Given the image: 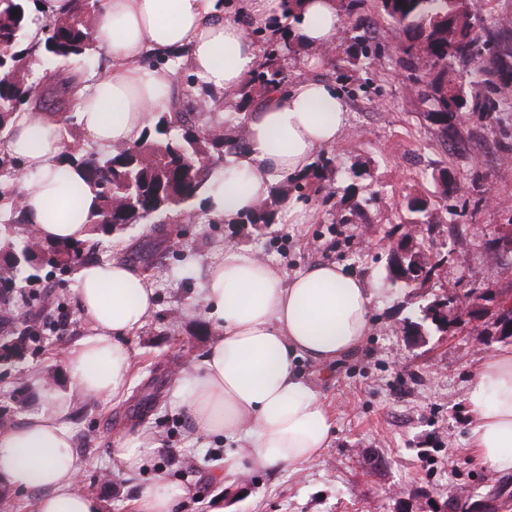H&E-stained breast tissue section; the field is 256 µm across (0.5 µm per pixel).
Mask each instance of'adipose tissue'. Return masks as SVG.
Here are the masks:
<instances>
[{
	"instance_id": "1",
	"label": "adipose tissue",
	"mask_w": 512,
	"mask_h": 512,
	"mask_svg": "<svg viewBox=\"0 0 512 512\" xmlns=\"http://www.w3.org/2000/svg\"><path fill=\"white\" fill-rule=\"evenodd\" d=\"M282 0H102L92 37L106 59L95 78L76 83L75 118L33 105L16 113L4 143L24 170L23 216L40 240H87L100 207L84 168L70 160L73 129L112 150L144 138L153 118L170 111L176 58L203 90L229 96L260 61L252 30L274 31ZM338 0H302L292 33L309 49L335 45ZM349 126V109L320 80H299L250 109L245 143L211 172L203 197L211 216L235 223L289 176L311 170L320 150ZM76 293L90 330L62 356L68 389L41 382L44 407L0 430V482L27 494L30 512H104L80 490L73 434L64 424L69 392L109 400L123 395L134 363L128 339L156 309L152 281L129 264L90 262ZM379 291L333 262L293 275L252 251L224 245L206 272L195 307L214 329L200 365L183 370L182 402L195 431L224 435L239 452L224 456V476L247 468L300 472L328 447L334 416L303 380L302 360L329 364L362 346L372 330ZM469 446L483 463L512 470V350L490 354L474 371L467 395ZM161 447L148 432L120 435L111 458L127 472L149 468ZM183 486L157 475L135 493L134 512H174Z\"/></svg>"
}]
</instances>
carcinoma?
<instances>
[{
  "instance_id": "1",
  "label": "carcinoma",
  "mask_w": 512,
  "mask_h": 512,
  "mask_svg": "<svg viewBox=\"0 0 512 512\" xmlns=\"http://www.w3.org/2000/svg\"><path fill=\"white\" fill-rule=\"evenodd\" d=\"M100 0H78L68 14L48 20L43 38L34 49L24 46L30 20L29 0H0V131L8 128L13 115L33 103L44 102L41 80L33 77L32 68L44 58L66 61L89 55L95 50L91 35L93 13ZM377 8L394 29L406 57L410 85L418 86L430 102V112L437 116L442 141L460 137V112H498L512 99V42L483 32L472 22L467 0H377ZM366 64L375 53L372 36L361 24L349 29ZM293 48V40L267 41L262 61L249 83L240 89L236 112L248 110L268 93L288 85L282 60ZM158 137L144 138L107 154H90L82 159L90 183L100 198V211L92 221V235H110L129 224L161 219L180 213L194 223L198 219L191 201L205 187L211 170L204 162L213 153L236 150L243 138L227 139L224 126L208 129L196 127L193 108L185 104L181 93L173 92L172 112L156 123ZM331 159L319 156L314 165L311 190L324 189L322 180L330 171ZM439 198L448 201L458 192V183L441 171L435 179ZM301 187L297 178L287 180L270 200L240 218L242 224L274 223V216L288 192ZM432 201L411 196L407 210L414 223H430ZM431 277L442 259L434 258L413 244ZM11 259L0 267V322L14 320L13 308L19 283L31 279L30 270L42 265L68 271L81 263L89 251L86 243L74 246L45 244L27 226L22 233L8 222L0 228V252ZM51 325L34 313L14 326L11 333L0 336V345L16 346L23 355L39 332Z\"/></svg>"
}]
</instances>
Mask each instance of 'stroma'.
<instances>
[{
	"mask_svg": "<svg viewBox=\"0 0 512 512\" xmlns=\"http://www.w3.org/2000/svg\"><path fill=\"white\" fill-rule=\"evenodd\" d=\"M363 16L377 44L372 66L358 61L343 30L333 54L316 59L298 45L283 62L289 81L331 84L350 112L345 135L327 150L333 170L324 191L292 194L310 211L306 223L259 231L174 216L97 238L91 259L130 264L146 243L176 242L144 268L157 309L129 340L135 364L126 395L106 402L70 397L65 421L84 465L81 485L104 501L105 512H131L135 490L158 473L187 490L177 512H512V472L472 458L466 405L474 367L511 349L512 337L465 312L447 332L428 325L415 336L405 332L438 295L458 302L489 283L494 303H512V253L496 250L499 238L512 234V112L468 114L463 144L444 145L428 104L403 79L405 57L375 0H365ZM176 85L200 127L232 116L229 103L198 91L186 71H179ZM444 167L454 171L459 191L449 204H436L423 241L426 254L444 261L428 280L391 286L385 235H401L411 222L407 196L435 197L431 174ZM226 243L258 252L289 275L314 262H335L372 274L380 290L372 332L356 352L327 366L300 365L334 409L335 428L326 451L299 474L254 469L226 483L230 442L196 434L177 392L179 370L200 364L214 335L191 304ZM30 288L44 298L45 316L65 315L68 326L45 332L23 359L0 365V416L12 426L44 404L30 376L64 385L62 355L89 330L75 272L43 269ZM141 431L155 434L162 446L150 469L128 473L113 466V439Z\"/></svg>",
	"mask_w": 512,
	"mask_h": 512,
	"instance_id": "stroma-1",
	"label": "stroma"
}]
</instances>
